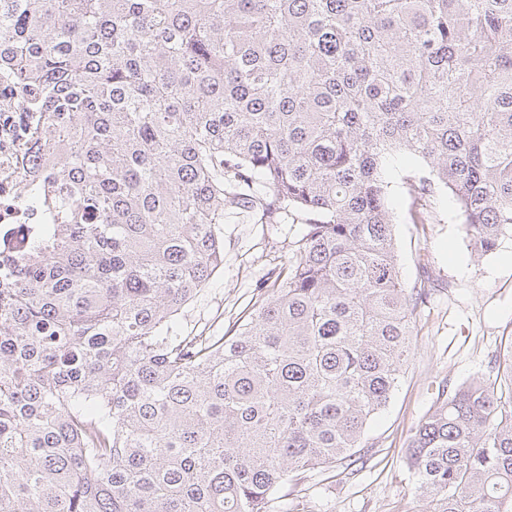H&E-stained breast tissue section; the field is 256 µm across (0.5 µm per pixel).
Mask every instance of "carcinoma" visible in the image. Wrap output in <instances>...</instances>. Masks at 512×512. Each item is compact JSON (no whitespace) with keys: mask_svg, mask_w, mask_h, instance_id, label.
Returning <instances> with one entry per match:
<instances>
[{"mask_svg":"<svg viewBox=\"0 0 512 512\" xmlns=\"http://www.w3.org/2000/svg\"><path fill=\"white\" fill-rule=\"evenodd\" d=\"M5 64L62 160L52 223L0 251V512H290L412 352L393 187L415 224L448 193L478 256L512 237V0H0ZM244 206L301 238L193 336ZM497 375L411 436L426 512H512V353Z\"/></svg>","mask_w":512,"mask_h":512,"instance_id":"carcinoma-1","label":"carcinoma"}]
</instances>
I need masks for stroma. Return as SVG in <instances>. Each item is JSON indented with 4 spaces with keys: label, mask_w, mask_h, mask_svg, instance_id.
Segmentation results:
<instances>
[{
    "label": "stroma",
    "mask_w": 512,
    "mask_h": 512,
    "mask_svg": "<svg viewBox=\"0 0 512 512\" xmlns=\"http://www.w3.org/2000/svg\"><path fill=\"white\" fill-rule=\"evenodd\" d=\"M400 274L406 285L428 282L431 293L416 310L418 336L400 385L370 425L366 464L313 473L294 486V512H421L411 492L405 450L439 389L495 379L499 356L512 351V238L483 257L472 254L460 220L440 198L427 223L412 221L401 189L390 198ZM302 224L259 223L235 210L220 226L224 264L185 314L190 329L217 334L244 317L256 286L290 257Z\"/></svg>",
    "instance_id": "35a3bbf8"
}]
</instances>
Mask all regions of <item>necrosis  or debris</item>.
Returning <instances> with one entry per match:
<instances>
[{
    "instance_id": "obj_1",
    "label": "necrosis or debris",
    "mask_w": 512,
    "mask_h": 512,
    "mask_svg": "<svg viewBox=\"0 0 512 512\" xmlns=\"http://www.w3.org/2000/svg\"><path fill=\"white\" fill-rule=\"evenodd\" d=\"M15 71L0 70V241L17 249L47 223L45 210L29 198L35 185L52 186L60 165L44 144V115L32 111Z\"/></svg>"
}]
</instances>
